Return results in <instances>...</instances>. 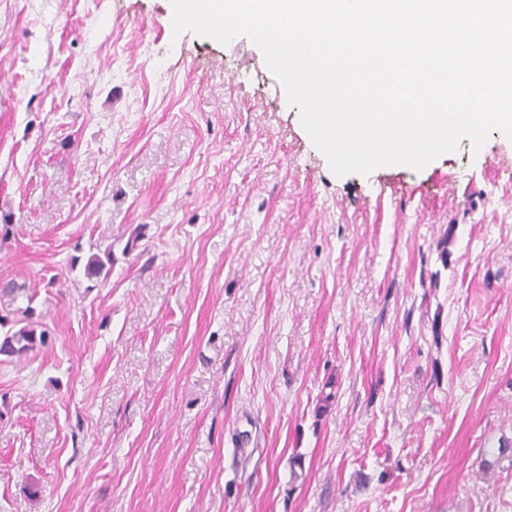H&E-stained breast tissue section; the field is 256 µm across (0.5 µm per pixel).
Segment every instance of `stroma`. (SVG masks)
Instances as JSON below:
<instances>
[{"mask_svg":"<svg viewBox=\"0 0 512 512\" xmlns=\"http://www.w3.org/2000/svg\"><path fill=\"white\" fill-rule=\"evenodd\" d=\"M508 167L339 177L247 36L0 0V512H512ZM112 270V250L106 248L102 253H91L85 263L84 272L89 279L102 277V280L108 278ZM26 290L28 289L25 285H19L15 282L8 283L7 288L0 290V310L5 312V314L0 315V327L4 328L11 321L10 316L14 315L12 327L5 331L3 336H0V355L21 357L35 350L38 344L43 346L46 343L47 333L45 330L40 331L37 336L36 327L38 322L32 321L34 308L31 304L34 295L28 294ZM24 297L27 300L25 308L17 307L10 310L19 299ZM16 314H19L20 318H16ZM19 324L24 325L13 330V327Z\"/></svg>","mask_w":512,"mask_h":512,"instance_id":"obj_1","label":"stroma"}]
</instances>
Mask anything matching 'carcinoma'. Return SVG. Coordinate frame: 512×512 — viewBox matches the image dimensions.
I'll return each mask as SVG.
<instances>
[{
    "label": "carcinoma",
    "instance_id": "carcinoma-1",
    "mask_svg": "<svg viewBox=\"0 0 512 512\" xmlns=\"http://www.w3.org/2000/svg\"><path fill=\"white\" fill-rule=\"evenodd\" d=\"M112 270V248L108 247L102 252L92 253L88 256L84 272L90 278L107 279ZM26 299V307L13 308L20 299ZM34 295L26 292V287L15 282L7 284V288L0 290V327L13 323L17 329H8L0 336V355L21 357L43 346L47 340L46 331H37V322L33 321L34 308L32 302Z\"/></svg>",
    "mask_w": 512,
    "mask_h": 512
}]
</instances>
